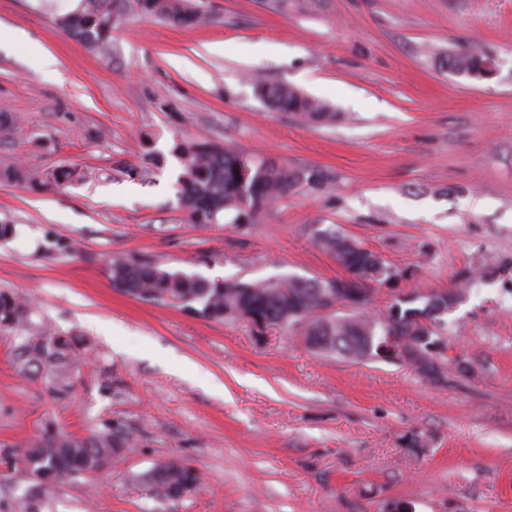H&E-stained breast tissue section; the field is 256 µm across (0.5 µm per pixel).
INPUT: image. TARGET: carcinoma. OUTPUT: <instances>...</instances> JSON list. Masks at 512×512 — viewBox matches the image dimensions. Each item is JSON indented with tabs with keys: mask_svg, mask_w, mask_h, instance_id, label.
Segmentation results:
<instances>
[{
	"mask_svg": "<svg viewBox=\"0 0 512 512\" xmlns=\"http://www.w3.org/2000/svg\"><path fill=\"white\" fill-rule=\"evenodd\" d=\"M123 7V0H80L77 9L56 15L54 20L68 36L109 55L112 31ZM137 8L145 17L174 26H198L211 20L193 0H137ZM488 59L480 49L465 46L448 53L444 62L458 75L481 80ZM252 85L256 97L273 110L290 113L305 123L336 120V112L327 103L294 86L262 77L252 79ZM172 155L179 164L175 186L180 206L188 222L200 226L216 224L227 213L238 227L256 224L276 201L300 190H318L325 179L319 170L256 160L244 151L223 148L205 138L176 142ZM0 183L49 185L38 172L10 164L0 166ZM316 243L350 276L347 287L333 288L330 280L293 276L254 282L210 279L135 257L110 259L109 278L119 292L147 303L189 311L213 322L248 320L260 334L274 327L296 333L320 354L355 362L379 359L380 346L395 333L410 337L419 356L437 357L435 374L417 371L426 380L439 381L447 362L467 370L466 360L458 356L448 359V326L442 319L460 303L462 292L395 294L387 310L379 312L373 285L399 282L408 271L391 266L380 254L332 227L319 231ZM338 302L349 312L324 313L326 306ZM32 314L33 306L21 296L0 293V331L27 324ZM71 361L72 341L53 330H41L22 345L17 368L25 376L43 370L61 382L68 377ZM128 445V435L117 426L85 438L46 427L38 441L21 454L0 457L7 468L0 476L11 478L20 472L38 480L40 488L49 489L98 470L102 461ZM150 483L156 495L175 499L195 491L201 477L188 463L172 460L151 474Z\"/></svg>",
	"mask_w": 512,
	"mask_h": 512,
	"instance_id": "carcinoma-1",
	"label": "carcinoma"
}]
</instances>
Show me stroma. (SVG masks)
Here are the masks:
<instances>
[{
	"label": "stroma",
	"mask_w": 512,
	"mask_h": 512,
	"mask_svg": "<svg viewBox=\"0 0 512 512\" xmlns=\"http://www.w3.org/2000/svg\"><path fill=\"white\" fill-rule=\"evenodd\" d=\"M211 17L144 19L135 0L103 58L52 18L78 0H0V164L73 180L0 183V291L32 301L31 326L76 342L65 385L20 375L23 330L0 332V453L44 425L79 437L116 423L133 442L86 478L43 493L0 480V512H512V0H197ZM478 46L494 77L442 67ZM57 63L36 64L29 47ZM329 103L334 123L270 110L249 75ZM204 136L325 176L246 228L188 223L177 140ZM333 227L409 271L397 290L468 285L448 353L471 362L431 384L398 362H350L300 337L217 323L115 290L134 256L208 278L327 280L315 243ZM422 432L426 446L402 438ZM183 460L201 487L152 494L142 478Z\"/></svg>",
	"instance_id": "1"
}]
</instances>
